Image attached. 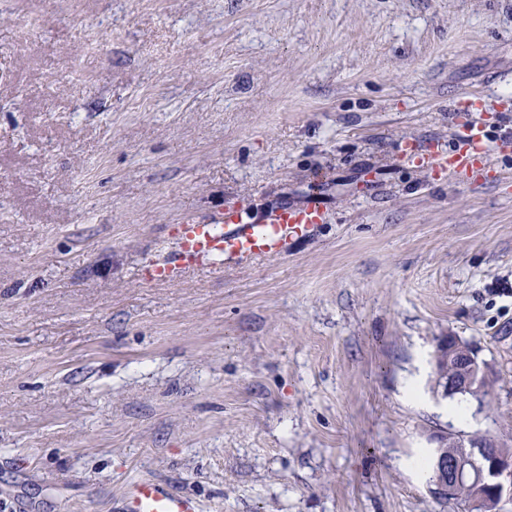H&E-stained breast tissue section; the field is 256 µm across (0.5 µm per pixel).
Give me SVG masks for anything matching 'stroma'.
Here are the masks:
<instances>
[{
    "label": "stroma",
    "mask_w": 512,
    "mask_h": 512,
    "mask_svg": "<svg viewBox=\"0 0 512 512\" xmlns=\"http://www.w3.org/2000/svg\"><path fill=\"white\" fill-rule=\"evenodd\" d=\"M508 96L512 0H0V506L465 512L415 458L512 446V149L403 147L512 138ZM312 199L279 257L143 277L184 216ZM448 334L490 408L435 393ZM509 147L510 142L507 140H499L492 145L484 127L473 124L468 128L458 146L448 153L427 154L411 149L410 157L416 167L422 170L441 169L458 177H464L479 170L492 152L502 153ZM120 512H200L199 501L161 480L142 479L128 484Z\"/></svg>",
    "instance_id": "1"
}]
</instances>
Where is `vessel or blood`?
I'll return each instance as SVG.
<instances>
[{
  "mask_svg": "<svg viewBox=\"0 0 512 512\" xmlns=\"http://www.w3.org/2000/svg\"><path fill=\"white\" fill-rule=\"evenodd\" d=\"M512 142H490L483 126L475 124L455 149L441 154L412 153L416 167L439 169L464 177L479 170L491 153H502ZM327 212L318 203L277 206L258 224L246 223L239 207L228 206L208 218L186 217L172 225L174 248L146 271L150 281L175 282L188 271L219 259L247 263L275 258L289 241L327 223ZM120 512H200L198 500L161 480L131 482L121 496Z\"/></svg>",
  "mask_w": 512,
  "mask_h": 512,
  "instance_id": "1",
  "label": "vessel or blood"
}]
</instances>
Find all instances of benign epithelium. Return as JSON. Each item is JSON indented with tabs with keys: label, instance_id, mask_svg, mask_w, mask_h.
I'll use <instances>...</instances> for the list:
<instances>
[{
	"label": "benign epithelium",
	"instance_id": "1",
	"mask_svg": "<svg viewBox=\"0 0 512 512\" xmlns=\"http://www.w3.org/2000/svg\"><path fill=\"white\" fill-rule=\"evenodd\" d=\"M461 346L457 337L442 336L434 353V358L443 356L455 368L454 390L471 391L488 384L492 368L474 353L461 352ZM449 439L453 447L438 457L433 469V493H459L481 512H501V504L512 501V455L499 451L501 442L494 438L480 442L462 436L438 437L441 445Z\"/></svg>",
	"mask_w": 512,
	"mask_h": 512
}]
</instances>
